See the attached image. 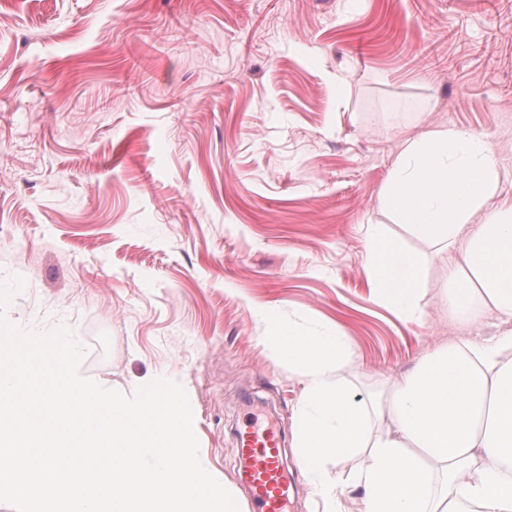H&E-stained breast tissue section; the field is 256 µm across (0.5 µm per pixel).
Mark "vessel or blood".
Listing matches in <instances>:
<instances>
[{"label":"vessel or blood","instance_id":"vessel-or-blood-1","mask_svg":"<svg viewBox=\"0 0 512 512\" xmlns=\"http://www.w3.org/2000/svg\"><path fill=\"white\" fill-rule=\"evenodd\" d=\"M237 438L244 461L237 479L249 490L251 512H289L290 491L279 428L246 425L238 430Z\"/></svg>","mask_w":512,"mask_h":512}]
</instances>
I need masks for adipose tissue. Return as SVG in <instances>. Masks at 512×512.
Listing matches in <instances>:
<instances>
[{
  "label": "adipose tissue",
  "mask_w": 512,
  "mask_h": 512,
  "mask_svg": "<svg viewBox=\"0 0 512 512\" xmlns=\"http://www.w3.org/2000/svg\"><path fill=\"white\" fill-rule=\"evenodd\" d=\"M501 159L488 136L429 123L402 145L380 199L413 236L448 249L441 303L451 314L505 322L491 343H448L369 405L341 382L354 360L344 337L273 327L301 367L298 447L323 512H342L328 460L361 449L351 477L361 512H512V198L500 194ZM368 243L379 294L415 315L419 257L377 231Z\"/></svg>",
  "instance_id": "ef3b65f1"
}]
</instances>
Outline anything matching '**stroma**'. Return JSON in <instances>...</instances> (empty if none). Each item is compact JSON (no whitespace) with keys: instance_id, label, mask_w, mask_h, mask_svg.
Segmentation results:
<instances>
[{"instance_id":"obj_1","label":"stroma","mask_w":512,"mask_h":512,"mask_svg":"<svg viewBox=\"0 0 512 512\" xmlns=\"http://www.w3.org/2000/svg\"><path fill=\"white\" fill-rule=\"evenodd\" d=\"M424 120L492 135L512 196V0H0V281L25 280L5 316L68 326L94 381H178L237 499L238 428L276 422L292 512H323L267 329L344 336L371 402L501 328L448 313L447 253L378 202ZM374 229L420 257V315L373 288Z\"/></svg>"}]
</instances>
